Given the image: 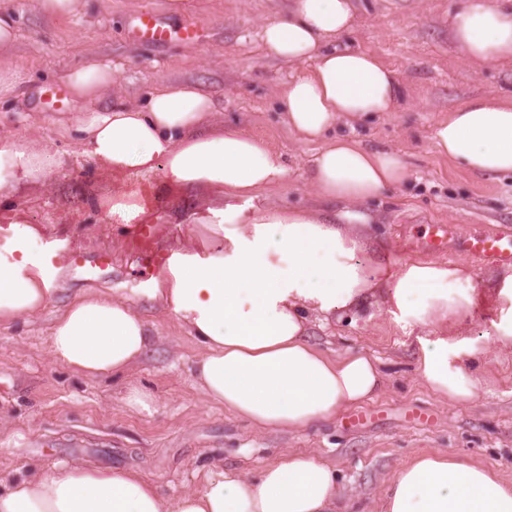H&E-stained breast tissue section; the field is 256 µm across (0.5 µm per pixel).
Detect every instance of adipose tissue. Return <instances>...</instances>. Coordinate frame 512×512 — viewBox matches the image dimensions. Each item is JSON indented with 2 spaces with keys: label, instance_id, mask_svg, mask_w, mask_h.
Listing matches in <instances>:
<instances>
[{
  "label": "adipose tissue",
  "instance_id": "1",
  "mask_svg": "<svg viewBox=\"0 0 512 512\" xmlns=\"http://www.w3.org/2000/svg\"><path fill=\"white\" fill-rule=\"evenodd\" d=\"M353 0H290L286 14L263 22L266 53L301 66L279 93L283 123L317 144L308 184L339 210L285 207L264 199L283 186L288 167L259 135L217 125L214 101L195 83H171L145 104L97 107L112 90L109 64L87 59L64 82L85 110L75 127L83 155L113 174L161 172L163 188L202 198L185 224L213 238L170 252L145 293L203 348L194 376L205 399L266 430L300 431L332 418L384 386L378 358L349 352L331 358L313 345V315L352 319L381 311L416 344L417 370L437 396L472 401L478 383L463 358L478 356L466 335L487 298L493 336L512 347V268L492 273L485 293L464 265L408 260L393 265L370 235L368 201L401 188L409 172L393 151L371 150L334 134L341 121L394 111L403 87L371 53L339 47L355 20ZM448 29L473 67L512 61V0H458ZM439 155L468 171L512 174V102L477 97L449 112L432 135ZM56 152L0 137V325L33 319L50 305L65 276L67 241L19 218L11 196L51 183ZM121 224L152 212L149 191L121 188L88 200ZM42 240L40 251L32 241ZM153 333L137 304L88 288L60 310L48 352L74 373L98 379L123 371L148 349ZM382 512H512V483L485 466L435 450L389 480ZM0 512H351L338 473L317 452H286L251 477L236 468L168 500L154 481L128 467L56 465L30 474L0 471Z\"/></svg>",
  "mask_w": 512,
  "mask_h": 512
}]
</instances>
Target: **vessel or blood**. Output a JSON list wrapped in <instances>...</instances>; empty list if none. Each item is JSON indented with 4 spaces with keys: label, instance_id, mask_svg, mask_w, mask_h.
Here are the masks:
<instances>
[{
    "label": "vessel or blood",
    "instance_id": "vessel-or-blood-1",
    "mask_svg": "<svg viewBox=\"0 0 512 512\" xmlns=\"http://www.w3.org/2000/svg\"><path fill=\"white\" fill-rule=\"evenodd\" d=\"M205 36L202 22L188 19L179 28H170L153 10H145L134 16L127 31V37L134 42H147L160 47L168 44L172 38L196 43ZM133 233L136 247L140 253L143 268H154L160 261L153 249L156 227L152 224H133L129 227ZM425 248L433 251L459 249L483 263L512 266V238L490 233L471 234L463 238L454 237L449 225L433 224L428 230Z\"/></svg>",
    "mask_w": 512,
    "mask_h": 512
}]
</instances>
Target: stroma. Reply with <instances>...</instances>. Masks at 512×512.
Returning <instances> with one entry per match:
<instances>
[{
	"label": "stroma",
	"instance_id": "obj_1",
	"mask_svg": "<svg viewBox=\"0 0 512 512\" xmlns=\"http://www.w3.org/2000/svg\"><path fill=\"white\" fill-rule=\"evenodd\" d=\"M288 0H190L175 12L170 0H84L65 18L41 14L34 0H9L18 21L13 45L0 49V64L18 70L14 93L0 100V135H29L57 150L65 163L47 186L31 185L18 204L27 223L56 227L88 261L67 266L64 292L32 320L0 328V468L28 472L38 467L89 462L129 466L156 481L168 499L201 484L217 468L231 466L257 475L286 451L319 452L339 471L341 493L353 496L357 512H381L390 477L421 450L446 449L497 469L512 481V348L489 336L490 316L478 308L472 335L482 336L484 355L468 368L478 381L468 403L436 397L419 377L409 337L387 316L371 322L341 319L314 329L311 341L329 356L363 350L385 363L383 391L348 412L301 432L260 431L208 403L194 384L200 344L141 293L149 280L139 253L121 224L89 209L92 197L123 184L147 185L157 175L126 177L82 156L73 136L79 106L49 111L40 96L87 57L112 66V93L136 104L170 82L201 85L216 103L217 119L271 139L288 163V182L274 195L283 205H313L307 168L315 145L294 140L281 121L279 88L297 66L268 58L260 40L265 19ZM355 28L345 47L377 55L394 69L407 95L394 112L337 131L366 147L397 152L409 179L400 191L369 203L376 231L395 261L430 258L421 245L431 224L455 234L512 235V175L484 176L440 156L434 125L471 98L512 95V63L473 69L448 32L456 0H354ZM151 8L172 23L196 17L209 38L195 45L172 40L164 49L127 39L139 10ZM181 196H163L152 218L159 252L200 243L198 224H174ZM108 255L111 266L97 274L90 263ZM83 288H108L139 303L155 336L130 370L88 380L55 364L46 344L53 316ZM137 384L154 398L152 412L129 407L126 388Z\"/></svg>",
	"mask_w": 512,
	"mask_h": 512
}]
</instances>
